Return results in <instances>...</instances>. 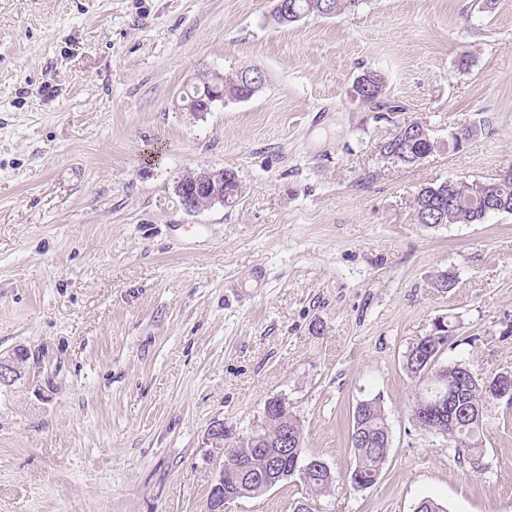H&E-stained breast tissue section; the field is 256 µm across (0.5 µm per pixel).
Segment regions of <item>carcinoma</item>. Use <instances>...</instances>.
Masks as SVG:
<instances>
[{"instance_id": "obj_1", "label": "carcinoma", "mask_w": 512, "mask_h": 512, "mask_svg": "<svg viewBox=\"0 0 512 512\" xmlns=\"http://www.w3.org/2000/svg\"><path fill=\"white\" fill-rule=\"evenodd\" d=\"M361 0H286L284 10H273L272 19L280 25H290L311 15L331 18L352 11ZM386 89L384 75L377 70H366L356 80L353 91L363 102H373ZM250 88L238 82V75L224 76L217 85L203 80L185 91L184 110L194 112L207 105L213 106L222 99L238 98L249 94ZM425 127L418 121L407 122L397 128L395 134L381 145L382 151L403 165H416L433 154L439 144L425 135ZM486 190L496 197L500 212L512 213V178L496 177L485 182ZM474 183L450 177L440 183H431L418 189L414 197V212L419 224H479L489 214L474 199ZM452 337L450 322L438 330V335L414 344L405 357L406 370L420 382L412 412L414 419L425 430L439 434L455 445L462 460L476 465L483 452L477 437L483 428L486 404L494 397L497 384L492 376H481L472 369L462 370V363L441 362L448 339ZM443 395L451 397L441 415L431 413V405ZM352 424L358 430L351 431L349 441L354 456V468L360 477L373 476L381 471L390 447L387 417L379 401L372 398L359 409H354ZM293 441L303 442V429L292 412L277 411L268 426L261 431L262 440L240 445L224 455V466L236 468L246 463L253 474L266 470V454L261 449L268 442L277 441L283 433ZM284 467H297L296 475L314 493L322 495L335 486L328 473L319 468L312 457L303 455V448H281ZM242 491L261 494L260 484L246 477L237 484H224V495H236Z\"/></svg>"}]
</instances>
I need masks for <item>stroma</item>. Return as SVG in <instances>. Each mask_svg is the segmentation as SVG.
<instances>
[{
    "label": "stroma",
    "instance_id": "1",
    "mask_svg": "<svg viewBox=\"0 0 512 512\" xmlns=\"http://www.w3.org/2000/svg\"><path fill=\"white\" fill-rule=\"evenodd\" d=\"M271 9L0 0V355L30 369L0 389V512H205L209 426L250 433L281 394L341 482L226 512H512V403L488 404L474 469L416 424L404 368L447 317L442 362L512 371V214L429 227L413 209L421 185L512 167V0H363L289 26ZM252 67V98L182 111L197 70ZM370 68L387 88L366 103ZM410 120L441 145L414 166L381 150ZM197 168L234 169L238 202L186 213L173 186ZM370 398L390 448L355 488ZM386 89L384 75L377 70H366L356 80L353 91L363 102H373L380 98Z\"/></svg>",
    "mask_w": 512,
    "mask_h": 512
}]
</instances>
